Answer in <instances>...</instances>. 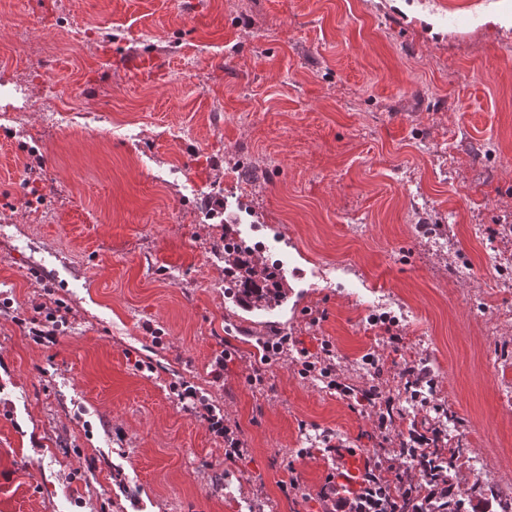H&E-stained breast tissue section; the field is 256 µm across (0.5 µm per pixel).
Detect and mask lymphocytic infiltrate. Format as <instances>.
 <instances>
[{
    "mask_svg": "<svg viewBox=\"0 0 512 512\" xmlns=\"http://www.w3.org/2000/svg\"><path fill=\"white\" fill-rule=\"evenodd\" d=\"M302 374L314 372L328 378L332 390L340 398L354 400L373 409L374 423L382 438L388 439L387 452L368 459L357 488L349 490L338 485L335 474H328L319 495L335 500L337 512H447L448 479L443 471L448 458L438 449L433 434L416 432L408 437L392 430L391 410L394 400L377 385L363 388L341 381L331 360L311 361L307 350H300ZM437 470L439 476L425 483L409 480V471ZM388 476L389 486H382L381 476Z\"/></svg>",
    "mask_w": 512,
    "mask_h": 512,
    "instance_id": "obj_1",
    "label": "lymphocytic infiltrate"
}]
</instances>
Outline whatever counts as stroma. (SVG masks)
Wrapping results in <instances>:
<instances>
[{"mask_svg":"<svg viewBox=\"0 0 512 512\" xmlns=\"http://www.w3.org/2000/svg\"><path fill=\"white\" fill-rule=\"evenodd\" d=\"M435 3L0 0V512H324L326 444L379 438L263 363L280 331L360 388L382 358L407 413L399 370L429 367L466 457L448 490L501 512L473 464L512 483V0ZM142 53L163 68L128 70ZM228 237L277 260L279 303L225 288ZM386 296L396 345L369 323ZM202 410L204 413L199 412L201 413L200 417L206 421L209 430L224 439V447H227L224 448V456L228 459L243 456L248 448H243L245 447L244 441L239 437L242 433L240 427L236 424L234 427L224 424L223 411L221 413V410H219L217 414L215 408L208 404L204 405Z\"/></svg>","mask_w":512,"mask_h":512,"instance_id":"stroma-1","label":"stroma"}]
</instances>
